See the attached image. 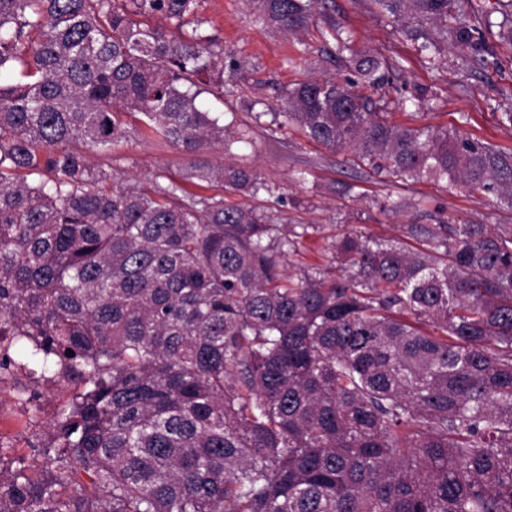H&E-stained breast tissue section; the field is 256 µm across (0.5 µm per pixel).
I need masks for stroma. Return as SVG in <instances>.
<instances>
[{"label": "stroma", "mask_w": 512, "mask_h": 512, "mask_svg": "<svg viewBox=\"0 0 512 512\" xmlns=\"http://www.w3.org/2000/svg\"><path fill=\"white\" fill-rule=\"evenodd\" d=\"M321 13L358 48L374 50L389 64L384 85L373 100L399 101L415 95L425 100L419 113L392 110L398 124L437 130L463 128L471 137L512 152V47L499 44L484 63L461 60L455 45L446 46L440 66H426L409 32L414 19L392 20L375 0H326ZM206 33L220 37L224 57L223 101H210L217 112L235 113L245 139L232 147L235 160L269 180L272 193L249 197L225 192L226 202L255 209L276 224H316L320 231L289 255L291 273L306 265L333 268L327 248L333 235L359 231L381 240L409 241L408 225L512 224V211L494 197L463 189L448 191L431 181L403 184L357 165L350 151H332L309 140L296 124L270 130L266 115L295 81L312 74L344 80L352 72L330 57L317 31L304 39L262 25L251 0H200L197 10ZM128 137L100 162L118 178H153L177 174L187 162L175 147L147 133L138 117L126 118ZM67 381L43 391L36 404V424L12 425L13 454L37 467L44 459L38 444L47 442L50 425L79 392Z\"/></svg>", "instance_id": "stroma-1"}]
</instances>
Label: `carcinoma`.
I'll return each mask as SVG.
<instances>
[{"instance_id": "carcinoma-1", "label": "carcinoma", "mask_w": 512, "mask_h": 512, "mask_svg": "<svg viewBox=\"0 0 512 512\" xmlns=\"http://www.w3.org/2000/svg\"><path fill=\"white\" fill-rule=\"evenodd\" d=\"M258 2L296 33L322 0ZM376 2L437 25L432 65L448 41L466 63L491 51L480 0ZM198 7L0 0V327L83 385L45 465L0 446V512H512L511 224L412 225L416 251L343 233L338 275L294 276L316 225L188 190L272 192L255 172L190 161L145 189L90 159L128 114L187 156L230 152L233 123L202 100L224 98V45L183 31ZM320 34L358 80L295 83L273 125L512 210V152L369 110L385 60Z\"/></svg>"}]
</instances>
